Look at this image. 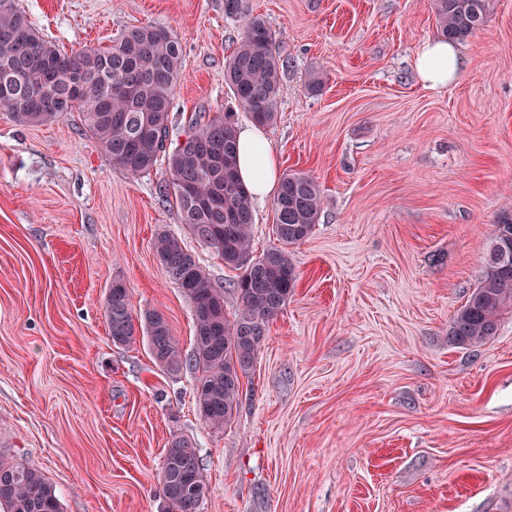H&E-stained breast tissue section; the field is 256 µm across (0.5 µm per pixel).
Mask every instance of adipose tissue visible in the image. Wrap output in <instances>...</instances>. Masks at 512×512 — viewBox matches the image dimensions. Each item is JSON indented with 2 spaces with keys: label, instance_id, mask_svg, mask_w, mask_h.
<instances>
[{
  "label": "adipose tissue",
  "instance_id": "adipose-tissue-1",
  "mask_svg": "<svg viewBox=\"0 0 512 512\" xmlns=\"http://www.w3.org/2000/svg\"><path fill=\"white\" fill-rule=\"evenodd\" d=\"M461 65L456 45L442 38L423 42L413 58L418 78L432 89L447 87L457 79ZM237 144V168L242 183L253 196H268L278 185V163L270 144L254 127L241 129Z\"/></svg>",
  "mask_w": 512,
  "mask_h": 512
}]
</instances>
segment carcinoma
Wrapping results in <instances>:
<instances>
[{"instance_id": "carcinoma-1", "label": "carcinoma", "mask_w": 512, "mask_h": 512, "mask_svg": "<svg viewBox=\"0 0 512 512\" xmlns=\"http://www.w3.org/2000/svg\"><path fill=\"white\" fill-rule=\"evenodd\" d=\"M437 27L449 42L481 29L491 0H434ZM280 56L267 22L247 16L240 42L224 69L235 101L257 125L277 116ZM182 67L178 37L163 26L124 30L107 49L67 53L39 34L12 0H0V108L22 123L44 124L77 113L85 132L127 176L150 174L167 161L184 229L241 270L235 282L241 309L230 318L222 289L214 286L175 233L156 238L155 250L169 280L193 304L194 347L189 361L199 376L193 387L205 423L219 428L235 417L241 377L253 364L265 327L295 288L287 246L304 240L319 221L322 195L306 172L283 176L274 203L273 233L280 246L250 256L253 211L237 170L233 113L198 115L173 150H167L170 108ZM512 310V209L497 215L486 266L466 302L453 315L448 342L474 346L496 335L501 313ZM105 316L112 341L136 342L143 334L155 362L170 373L184 359L164 314L147 312L135 323L129 290L112 280ZM166 512H200L205 495L196 442L174 438L159 476ZM0 512H62L54 486L36 468L0 458Z\"/></svg>"}]
</instances>
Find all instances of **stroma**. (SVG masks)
<instances>
[{"instance_id": "obj_1", "label": "stroma", "mask_w": 512, "mask_h": 512, "mask_svg": "<svg viewBox=\"0 0 512 512\" xmlns=\"http://www.w3.org/2000/svg\"><path fill=\"white\" fill-rule=\"evenodd\" d=\"M64 51L131 26L179 38L169 143L196 113L249 117L224 81L242 18L262 16L287 62L263 133L280 172L318 182L313 232L289 246L298 281L241 379L231 423L207 425L192 366L114 344V278L134 317L165 314L184 353L192 304L155 250L187 248L237 313L239 273L185 234L166 162L128 178L78 119L0 109V457L39 469L62 512H165L158 476L194 439L201 512H512V312L484 344L448 327L512 207V0L462 42L460 76L420 83L433 0H14ZM319 88H311L312 78Z\"/></svg>"}]
</instances>
